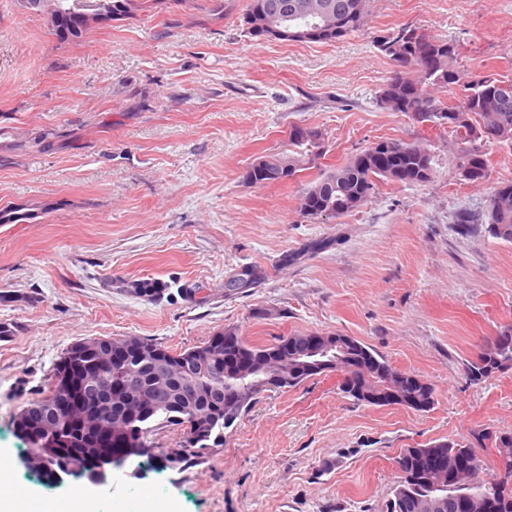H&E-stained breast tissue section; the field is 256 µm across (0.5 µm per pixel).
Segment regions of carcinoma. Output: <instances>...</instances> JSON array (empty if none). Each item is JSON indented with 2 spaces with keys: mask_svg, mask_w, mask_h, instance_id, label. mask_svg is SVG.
Here are the masks:
<instances>
[{
  "mask_svg": "<svg viewBox=\"0 0 512 512\" xmlns=\"http://www.w3.org/2000/svg\"><path fill=\"white\" fill-rule=\"evenodd\" d=\"M75 8L68 20L58 21L46 16L49 32L61 44L82 41L102 24L98 13L86 10L93 0H63ZM109 5L110 21H125L138 11L149 8L148 0H105ZM373 0H249L244 13L247 33L258 40H273L275 17L283 15L288 7V42L330 43L361 32L367 26ZM373 47L385 57L395 59L392 46L403 48L407 59L402 68L380 87L376 100L380 107L391 112H402L414 122L423 124L432 120L431 113L462 112V123L448 129L453 138L452 164L457 179L478 184L488 178V146L491 144L512 151V79L499 74L480 76L476 83L469 81L470 74L458 66L459 45L454 41L428 36L411 25L376 35ZM324 135L316 128L295 126L288 136V148L270 155L260 156L249 164L243 182L264 186L296 180L303 172L318 167L323 155ZM435 156L419 142L383 139L366 149L349 156L339 165H331L324 172L310 179L301 194L300 210L307 217L330 218L348 215L364 206L374 197L378 184L391 183L403 186L423 185L436 176ZM498 195L492 206L485 207L479 215L461 213L456 223L468 233L474 224H487L488 233L503 242L512 243V182L501 183L493 189ZM36 218V213L19 206L0 208V224H20ZM262 273L253 266H242L224 279V296L242 295L258 286ZM224 335L236 337L237 351L257 362L265 361L272 350L282 346L298 349L316 337L314 333L296 332L269 345H254L237 336L235 328H225L200 346L172 354L155 346L180 374L170 379L169 402L154 409V367L142 362L134 363V375L139 380L140 410H153L147 418L134 417L139 428L127 441L117 433L106 445L102 444L87 426L67 424L68 415L60 406L64 391L62 370L55 365L51 379L41 396L24 405L13 420L16 434L32 437L29 428L37 425L52 435L53 445L37 444L32 448L33 457L40 461L36 468L49 481L55 474L54 467L62 456L77 463L92 466L101 454L107 453L120 461L133 463L146 457L164 468H180L206 458L212 449L224 445V440H213L211 430L224 424L225 400L228 395L244 398L253 405L259 392L234 377L214 375L209 364L218 339ZM355 352L350 354L348 367L362 358L369 362L366 381L382 386L386 373L392 370L388 361L365 343L352 339ZM512 369V342L499 344L491 339L480 348L474 359L467 361L466 373L473 376L484 370L494 374ZM95 389L96 400L88 401L85 411L96 412L104 419L108 416L122 419L128 416L122 401L113 395L120 386L118 376L112 371L89 373L84 389ZM196 408L197 420L192 429L184 432L178 447L161 456L153 454L150 437L156 426L167 423L183 425L181 417L187 405ZM494 448L498 459L495 470L483 480L484 488L498 496L499 512H512V431L483 429L471 443H452L435 439L425 447L404 449L398 456L400 480L392 490L386 512H457L455 495L433 498L427 488L429 478L424 476L421 455L430 452L452 456L464 449L476 458L478 468H484L479 450Z\"/></svg>",
  "mask_w": 512,
  "mask_h": 512,
  "instance_id": "obj_1",
  "label": "carcinoma"
}]
</instances>
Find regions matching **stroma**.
<instances>
[{"instance_id":"35a3bbf8","label":"stroma","mask_w":512,"mask_h":512,"mask_svg":"<svg viewBox=\"0 0 512 512\" xmlns=\"http://www.w3.org/2000/svg\"><path fill=\"white\" fill-rule=\"evenodd\" d=\"M247 4L157 0L62 46L41 17L0 0V207L50 208L0 227V450L11 482L31 490L16 512L77 489L97 512L143 501L148 512H386L402 449L512 431V369L479 385L465 374L512 324V243L455 222L512 181V151L490 146L487 181L460 183L447 134L378 106L394 65L372 45L410 24L459 41L461 70L512 77V0H375L363 32L328 44L255 40ZM295 125L323 132L328 165L382 139L427 140L439 172L309 218L299 195L311 172L242 179ZM243 265L264 280L225 296ZM227 327L256 344L354 337L431 384L434 404L369 407L327 372L263 392L223 447L180 469L117 470L100 489L52 486L23 466L12 421L72 345L132 336L180 352Z\"/></svg>"}]
</instances>
